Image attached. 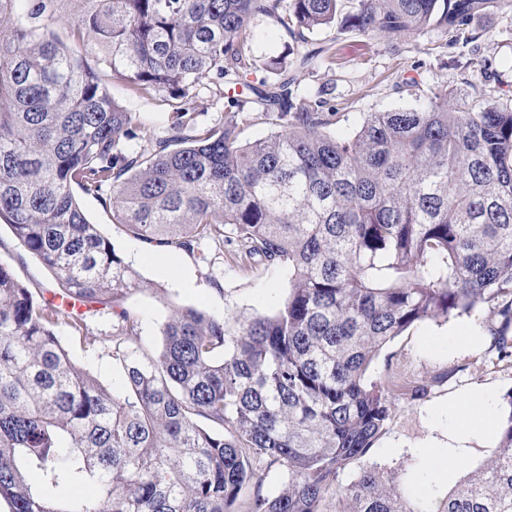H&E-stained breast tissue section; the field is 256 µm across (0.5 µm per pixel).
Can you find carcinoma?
I'll list each match as a JSON object with an SVG mask.
<instances>
[{
  "label": "carcinoma",
  "mask_w": 512,
  "mask_h": 512,
  "mask_svg": "<svg viewBox=\"0 0 512 512\" xmlns=\"http://www.w3.org/2000/svg\"><path fill=\"white\" fill-rule=\"evenodd\" d=\"M342 0H0V221L90 308L140 276L84 213L76 191L156 247H234L288 267L272 314L234 319L177 307L149 354L141 319L112 335L34 292L0 264V498L11 512H230L273 470L249 512H512V391L493 458L428 507L366 456L394 411L393 384L367 378L384 346L426 320L487 312L512 360V110L444 87L419 106L370 112L326 132L336 108L298 91L331 46ZM366 35L436 28L474 42L470 21L512 0H352ZM67 15L66 38L53 25ZM272 19L288 52L279 81L230 98L221 126L194 100L257 69L249 19ZM120 85L174 107L164 131L112 98ZM272 127L242 141L238 129ZM107 342L116 393L73 361L56 328Z\"/></svg>",
  "instance_id": "cac0c4a2"
}]
</instances>
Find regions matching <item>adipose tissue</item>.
Here are the masks:
<instances>
[{"mask_svg":"<svg viewBox=\"0 0 512 512\" xmlns=\"http://www.w3.org/2000/svg\"><path fill=\"white\" fill-rule=\"evenodd\" d=\"M493 403L494 396L488 391L449 400L448 435L433 440L425 450L431 462L462 460L473 442L493 438L500 425Z\"/></svg>","mask_w":512,"mask_h":512,"instance_id":"obj_1","label":"adipose tissue"}]
</instances>
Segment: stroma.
<instances>
[{"instance_id": "obj_1", "label": "stroma", "mask_w": 512, "mask_h": 512, "mask_svg": "<svg viewBox=\"0 0 512 512\" xmlns=\"http://www.w3.org/2000/svg\"><path fill=\"white\" fill-rule=\"evenodd\" d=\"M471 29L476 46L452 42L437 29H424L401 38L368 37L340 32L330 26L317 35L330 43L332 59L323 61L300 89L322 92L336 108L333 134L357 129L367 113L416 106L419 98L437 89L454 88L460 100L487 99L489 104L512 106V12L476 18ZM88 219L98 224L115 251L140 275L139 286L120 298L118 307L135 310L142 320L147 350L161 347L160 328L172 306H195L236 317L272 313L288 295L287 267L271 264L242 267L233 255L209 251L207 259L178 249L151 246L114 223L112 210L97 197L81 195ZM0 264L8 266L29 288L54 289L57 283L44 265L26 252L10 227L0 222ZM460 318L428 320L408 328L386 345L372 363L368 377L391 378L394 412L364 465L400 470L401 489L415 502L434 501L453 490L464 476L487 463L495 444L474 447L463 464L440 473L421 451L448 431L445 407L449 398L489 389L496 395L512 390V362L501 361L488 342L463 350L448 347V334ZM73 359L101 383L121 387V370L104 346L83 348L69 344ZM423 382L427 393L411 398L409 387Z\"/></svg>"}]
</instances>
